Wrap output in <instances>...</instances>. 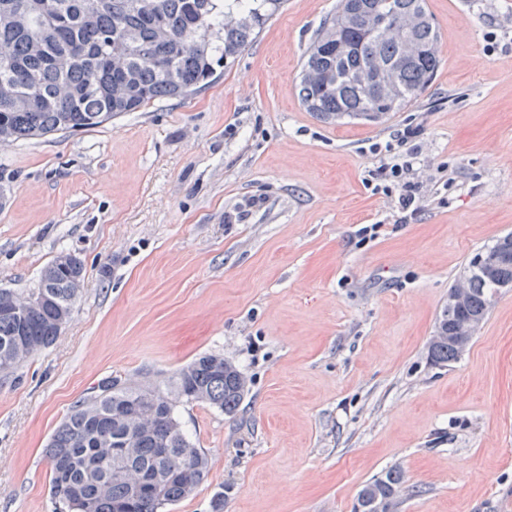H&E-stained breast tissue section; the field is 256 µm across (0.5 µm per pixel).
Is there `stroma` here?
<instances>
[{
	"mask_svg": "<svg viewBox=\"0 0 512 512\" xmlns=\"http://www.w3.org/2000/svg\"><path fill=\"white\" fill-rule=\"evenodd\" d=\"M336 3L282 0L186 96L0 143V289L31 293L63 252L85 267L56 341L0 375V512H54L45 446L101 380L161 385L205 354L250 390L232 417L179 406L211 471L163 512H353L393 467L389 512H512V288L457 361L426 354L470 259L512 233V0H426L439 68L377 124L298 98ZM411 121L423 202L400 224L371 146ZM404 483V475L400 469L387 470L381 477L361 489L354 512H372L376 500L379 503L385 502L388 509L403 490Z\"/></svg>",
	"mask_w": 512,
	"mask_h": 512,
	"instance_id": "stroma-1",
	"label": "stroma"
}]
</instances>
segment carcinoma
I'll list each match as a JSON object with an SVG mask.
<instances>
[{"mask_svg":"<svg viewBox=\"0 0 512 512\" xmlns=\"http://www.w3.org/2000/svg\"><path fill=\"white\" fill-rule=\"evenodd\" d=\"M135 0H0V86L38 82L44 100L24 109L0 92V127L9 141L88 129L123 112L186 95L244 50L280 0H156L143 15ZM338 0L307 52L299 97L323 120L378 121L410 105L439 66L438 35L425 0H359L384 27L366 35ZM349 45L344 52L337 43ZM379 65L393 79L382 97L354 80ZM53 259L29 296L0 289V373L8 375L52 344L81 288L76 272ZM512 284V237L478 253L466 270L467 299L443 308L427 356L436 365L461 357L452 337L469 319L485 320L488 301ZM249 393L247 376L222 355H204L173 376L171 389L118 377L100 382L50 438V496L58 512H160L207 481L208 457L183 431L179 403H205L234 415ZM404 485L398 468L366 484L354 512L391 504Z\"/></svg>","mask_w":512,"mask_h":512,"instance_id":"cac0c4a2","label":"carcinoma"}]
</instances>
